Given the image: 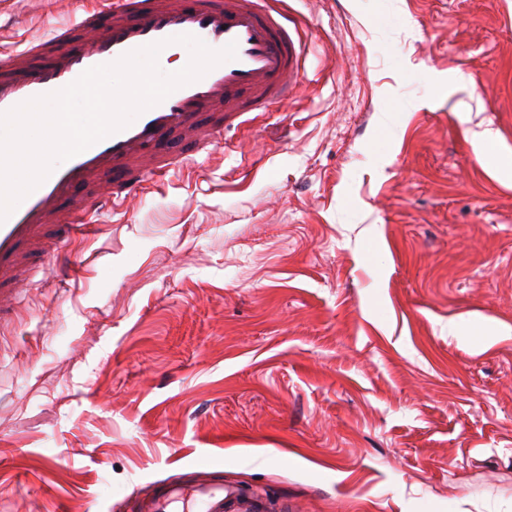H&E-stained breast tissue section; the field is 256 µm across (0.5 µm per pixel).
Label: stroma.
<instances>
[{"mask_svg":"<svg viewBox=\"0 0 512 512\" xmlns=\"http://www.w3.org/2000/svg\"><path fill=\"white\" fill-rule=\"evenodd\" d=\"M281 5L308 38L287 100L33 256L0 322V512L196 481L512 512V188L473 148L512 151V0ZM81 7L0 0V49Z\"/></svg>","mask_w":512,"mask_h":512,"instance_id":"1","label":"stroma"}]
</instances>
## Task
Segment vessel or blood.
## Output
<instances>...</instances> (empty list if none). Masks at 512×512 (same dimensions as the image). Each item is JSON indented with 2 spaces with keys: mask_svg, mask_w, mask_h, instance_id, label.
<instances>
[{
  "mask_svg": "<svg viewBox=\"0 0 512 512\" xmlns=\"http://www.w3.org/2000/svg\"><path fill=\"white\" fill-rule=\"evenodd\" d=\"M182 34L195 35L214 50L236 43V57L58 165L0 222V319L15 309L30 284L25 252L44 250L51 219L61 223L54 243L58 252L93 231L94 200H83L68 213L61 210L77 187L98 184L100 197L110 203L137 194L178 162L174 133L183 134L192 153L213 145L211 136L197 132L199 115L223 113L230 128L240 114L266 111L287 97L304 68L305 44L295 20L274 0H90L78 19L49 38L0 52V112H6L64 88L88 68ZM231 504L237 512L256 509L251 499L227 497L223 485L199 484L162 490L141 512H225Z\"/></svg>",
  "mask_w": 512,
  "mask_h": 512,
  "instance_id": "b4317fda",
  "label": "vessel or blood"
}]
</instances>
